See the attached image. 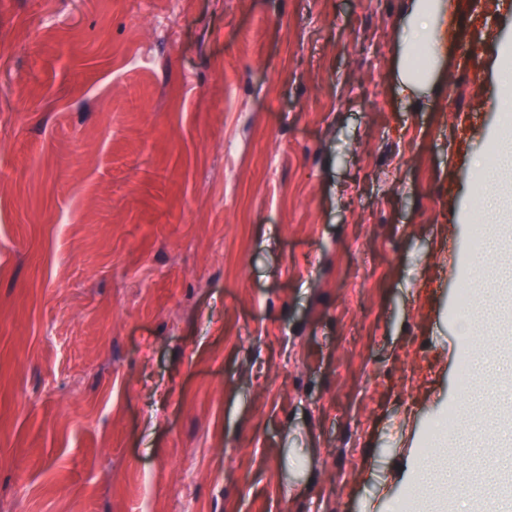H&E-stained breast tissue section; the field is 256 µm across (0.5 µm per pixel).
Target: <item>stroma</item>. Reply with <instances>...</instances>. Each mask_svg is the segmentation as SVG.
Returning <instances> with one entry per match:
<instances>
[{"label":"stroma","mask_w":512,"mask_h":512,"mask_svg":"<svg viewBox=\"0 0 512 512\" xmlns=\"http://www.w3.org/2000/svg\"><path fill=\"white\" fill-rule=\"evenodd\" d=\"M426 2L447 47L404 0H0V512H418L453 401L447 495L494 512L512 9Z\"/></svg>","instance_id":"35a3bbf8"}]
</instances>
